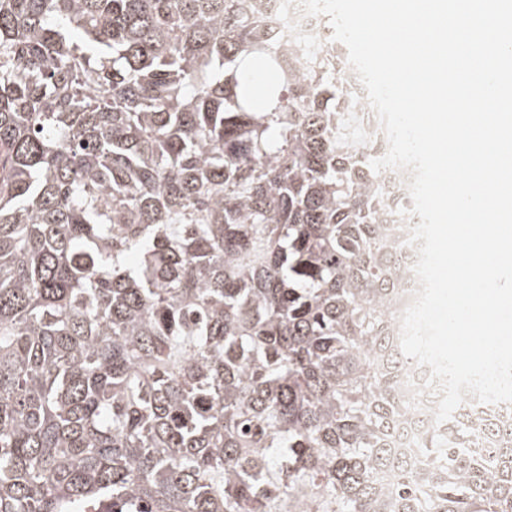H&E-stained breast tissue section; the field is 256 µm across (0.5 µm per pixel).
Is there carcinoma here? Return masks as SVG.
<instances>
[{
  "mask_svg": "<svg viewBox=\"0 0 512 512\" xmlns=\"http://www.w3.org/2000/svg\"><path fill=\"white\" fill-rule=\"evenodd\" d=\"M273 24L0 0V512H512V406L416 417L409 205ZM408 228L407 226L402 232L398 233L395 237L396 244L403 250L406 251L408 255L411 256L412 261L404 274V284L403 288L400 291V296L396 300L393 305L394 311V321L397 328L398 335L400 334V326H399V316L403 309L410 303L412 296L417 289H420V286L417 285L416 278L413 273V264L418 260V255L416 254L415 248L422 245V241H419L415 244V248L409 244H407L408 237Z\"/></svg>",
  "mask_w": 512,
  "mask_h": 512,
  "instance_id": "cac0c4a2",
  "label": "carcinoma"
}]
</instances>
